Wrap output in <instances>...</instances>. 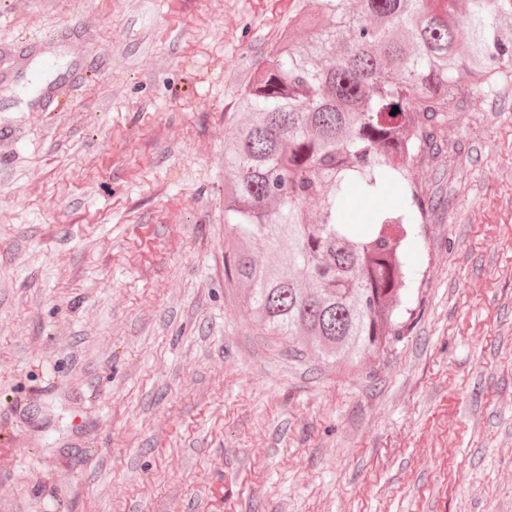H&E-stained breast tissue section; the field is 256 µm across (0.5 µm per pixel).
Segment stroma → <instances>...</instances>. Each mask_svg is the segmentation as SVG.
Here are the masks:
<instances>
[{
	"label": "stroma",
	"instance_id": "1",
	"mask_svg": "<svg viewBox=\"0 0 512 512\" xmlns=\"http://www.w3.org/2000/svg\"><path fill=\"white\" fill-rule=\"evenodd\" d=\"M296 2L0 0V512H512L511 83L411 168L357 367L225 279V116Z\"/></svg>",
	"mask_w": 512,
	"mask_h": 512
}]
</instances>
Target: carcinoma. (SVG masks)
Wrapping results in <instances>:
<instances>
[{
	"mask_svg": "<svg viewBox=\"0 0 512 512\" xmlns=\"http://www.w3.org/2000/svg\"><path fill=\"white\" fill-rule=\"evenodd\" d=\"M510 82L512 0H300L224 141V269L261 328L351 364L396 335L427 223L409 171L464 97ZM389 188L399 209L344 221Z\"/></svg>",
	"mask_w": 512,
	"mask_h": 512,
	"instance_id": "cac0c4a2",
	"label": "carcinoma"
}]
</instances>
